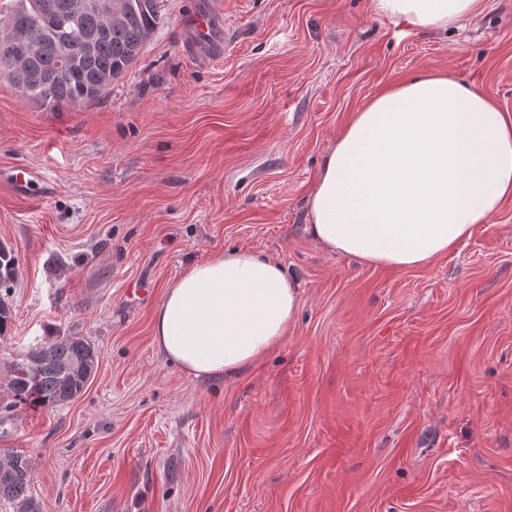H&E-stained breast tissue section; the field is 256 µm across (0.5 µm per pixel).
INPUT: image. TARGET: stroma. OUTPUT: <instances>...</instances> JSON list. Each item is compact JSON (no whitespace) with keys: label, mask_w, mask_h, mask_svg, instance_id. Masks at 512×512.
<instances>
[{"label":"stroma","mask_w":512,"mask_h":512,"mask_svg":"<svg viewBox=\"0 0 512 512\" xmlns=\"http://www.w3.org/2000/svg\"><path fill=\"white\" fill-rule=\"evenodd\" d=\"M212 12L211 47L186 23ZM100 99L45 112L0 77V403L9 368L78 336L99 362L76 399L19 408L0 448L38 512H512V198L433 263L331 255L305 231L322 160L355 112L421 71L512 113V0L448 32L372 0H164ZM252 248L302 290L287 338L231 381L154 345L164 288ZM15 190L39 199L46 198L55 190L50 184H40L39 179L31 168H18L16 174H11L7 181Z\"/></svg>","instance_id":"obj_1"}]
</instances>
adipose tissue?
Wrapping results in <instances>:
<instances>
[{"label":"adipose tissue","instance_id":"ef3b65f1","mask_svg":"<svg viewBox=\"0 0 512 512\" xmlns=\"http://www.w3.org/2000/svg\"><path fill=\"white\" fill-rule=\"evenodd\" d=\"M484 0H373L377 15L445 30ZM512 197V114L454 77L425 72L355 113L324 157L305 230L367 266L422 267L471 238ZM301 300L280 264L218 251L164 290L153 341L197 378L234 380L288 335Z\"/></svg>","mask_w":512,"mask_h":512}]
</instances>
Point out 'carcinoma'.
Returning <instances> with one entry per match:
<instances>
[{
  "instance_id": "carcinoma-1",
  "label": "carcinoma",
  "mask_w": 512,
  "mask_h": 512,
  "mask_svg": "<svg viewBox=\"0 0 512 512\" xmlns=\"http://www.w3.org/2000/svg\"><path fill=\"white\" fill-rule=\"evenodd\" d=\"M72 0H16L14 10L0 18V28L22 31L36 44L24 64L6 75L20 95L38 107L61 112L104 95L112 80L124 75L144 50L161 20L163 0H112L119 21L100 32L101 0H86L87 7L64 24L45 23L46 10L66 15ZM37 371L27 360L10 368L11 400L0 404V420L18 407H52L79 396L94 377L99 352L88 341L66 336L46 342L35 351ZM15 466L0 471V501L16 505L18 512H37L30 495L31 475L26 456L11 453Z\"/></svg>"
}]
</instances>
